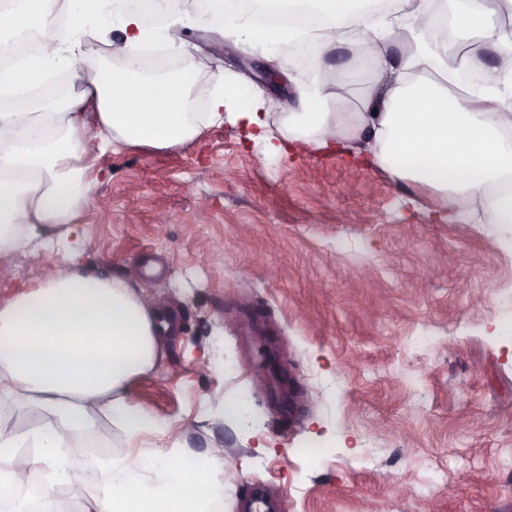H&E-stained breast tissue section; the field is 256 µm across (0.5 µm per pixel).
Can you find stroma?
<instances>
[{"instance_id":"35a3bbf8","label":"stroma","mask_w":512,"mask_h":512,"mask_svg":"<svg viewBox=\"0 0 512 512\" xmlns=\"http://www.w3.org/2000/svg\"><path fill=\"white\" fill-rule=\"evenodd\" d=\"M168 67L197 70L198 111L221 69L258 87L272 138L224 122L166 150L95 154L81 268L173 310L178 328L131 395L161 447L217 451L225 512L252 492L275 512H512V254L491 224H456L429 187L366 152L286 149L289 69L236 40L181 30ZM356 109L372 75L340 48ZM69 227L0 256V299L68 262ZM284 378L255 380L261 348ZM249 397L237 418L223 405ZM376 449L365 458V449Z\"/></svg>"}]
</instances>
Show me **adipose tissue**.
<instances>
[{"mask_svg":"<svg viewBox=\"0 0 512 512\" xmlns=\"http://www.w3.org/2000/svg\"><path fill=\"white\" fill-rule=\"evenodd\" d=\"M300 1L312 25H282L283 11ZM431 2L395 0L394 9L375 11L362 0H213L210 12L180 21L159 8L150 25L122 11L123 37L112 54L126 63L110 70L83 47L92 21L80 0H10L12 30L35 32L40 49L0 70V92L15 97L0 107V254L23 246L37 227L75 224L93 200L92 149H168L227 118L253 140H268L263 91L243 90L224 71L211 74L218 91L206 112L191 109L196 72L141 78L138 47L163 37L183 50L177 32L184 21L288 64L299 109L285 116L281 133L297 148L341 154L365 144L376 166L432 188L458 221L506 228L501 248L512 253V28L492 21L503 0H456L457 33L478 37L498 60L487 86L464 96L451 87L480 60L463 56L449 65L447 45L430 38ZM306 42L319 54L366 47L372 82L355 111L346 110L340 81L289 56ZM395 44L404 47L396 65L389 59ZM61 66L77 84L63 102L29 95ZM173 324L169 309L146 304L123 281L77 267L0 300V512H48L54 487L88 473L96 491L84 512H224L219 457L139 444L160 424L131 404L130 384L154 369ZM20 410L34 414L23 426ZM101 415L138 450L79 451L75 436L94 433ZM20 448L26 456H17Z\"/></svg>","mask_w":512,"mask_h":512,"instance_id":"obj_1","label":"adipose tissue"}]
</instances>
